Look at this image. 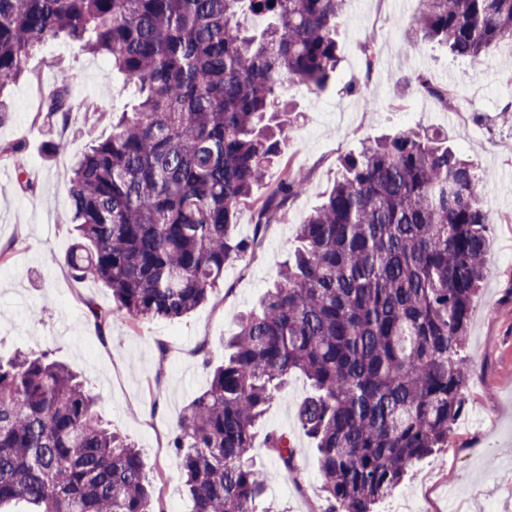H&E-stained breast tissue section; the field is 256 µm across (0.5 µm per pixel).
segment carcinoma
I'll return each instance as SVG.
<instances>
[{
	"instance_id": "obj_1",
	"label": "carcinoma",
	"mask_w": 512,
	"mask_h": 512,
	"mask_svg": "<svg viewBox=\"0 0 512 512\" xmlns=\"http://www.w3.org/2000/svg\"><path fill=\"white\" fill-rule=\"evenodd\" d=\"M344 0H0V94L61 37L133 84V111L73 165L66 258L114 307L89 300L99 334L119 317L174 320L205 302L224 265L259 244L306 180L289 165L255 208V234L233 233L239 208L298 116L282 89L321 90L336 68ZM268 18L259 33L246 14ZM415 45L456 58L512 43V0H421ZM62 68L38 116L67 127ZM0 161L35 189L25 146ZM485 188L438 134L399 130L349 154L332 190L299 225L292 262L225 342L209 387L178 420L172 448L196 512H257L253 427L295 372L312 393L297 423L315 441L322 489L340 512H373L420 459L448 444L464 406L471 305L489 261ZM103 401L62 362L0 360V512H161L142 454L103 423ZM264 448L302 482L295 448Z\"/></svg>"
}]
</instances>
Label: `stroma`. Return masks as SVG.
<instances>
[{
	"instance_id": "stroma-1",
	"label": "stroma",
	"mask_w": 512,
	"mask_h": 512,
	"mask_svg": "<svg viewBox=\"0 0 512 512\" xmlns=\"http://www.w3.org/2000/svg\"><path fill=\"white\" fill-rule=\"evenodd\" d=\"M420 0H345L337 30L340 63L326 86H298L287 96L300 114L281 144L282 158L305 176L307 190L271 225L262 243L224 267V281L182 319L141 320L134 327L115 321L99 336L85 317V302L112 307V293L92 280H75L66 256L73 243L71 169L90 139L111 129L99 115H85L87 102L102 112H122L133 103L131 89L113 74L110 61L79 52L64 39L29 61L26 79L5 99L0 143L23 141L35 191L16 185L12 167L0 163V248L13 246L0 264V357L22 351L45 354L80 374L105 399L103 417L140 448L165 512H193L171 441L184 409L210 384L224 361V342L238 330L240 315L257 307L296 245L299 224L321 203L335 181L340 160L363 142L400 129L447 133L459 156L472 163L487 189L489 263L472 305L466 355L471 376L465 409L448 445L417 462L377 512H448L456 494L471 512H494L512 485V45L503 43L475 58L455 59L445 46L413 49L408 23ZM372 43L378 62L367 67L362 47ZM73 75L75 103L64 145L53 148L47 128L34 124L56 72ZM448 89L447 104L422 92L418 76ZM166 344L167 357L158 346ZM161 395H154L155 381ZM309 391L307 379L290 377L257 425L259 435L288 433L302 484L284 479L265 448L252 459L265 492L258 512H328L314 443L296 423Z\"/></svg>"
}]
</instances>
